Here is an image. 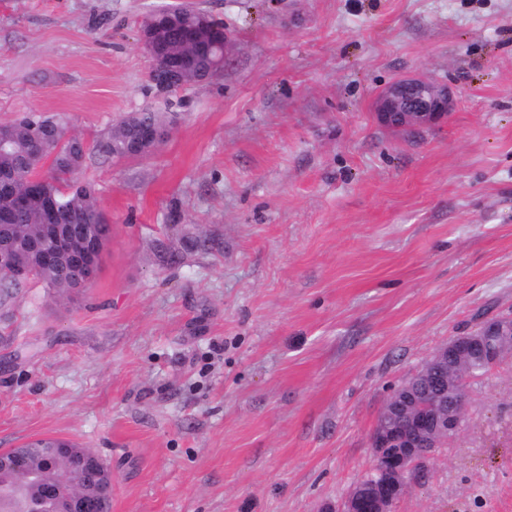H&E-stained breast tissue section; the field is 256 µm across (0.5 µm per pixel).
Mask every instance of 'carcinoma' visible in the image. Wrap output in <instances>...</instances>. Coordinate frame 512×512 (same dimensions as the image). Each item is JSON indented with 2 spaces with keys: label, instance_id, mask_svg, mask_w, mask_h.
<instances>
[{
  "label": "carcinoma",
  "instance_id": "obj_1",
  "mask_svg": "<svg viewBox=\"0 0 512 512\" xmlns=\"http://www.w3.org/2000/svg\"><path fill=\"white\" fill-rule=\"evenodd\" d=\"M182 49L173 43L164 58L176 62L188 70L189 83L197 84L212 79L220 69L212 68V62L224 56L221 43L203 54L192 58L180 56ZM166 123L165 115L157 112L134 113L121 119L96 149L115 158H136L150 152L149 145L138 141L139 128L149 124ZM7 126L14 131L15 145L12 149L0 151V180L11 178L24 159L38 153L46 168L36 172V182L27 186L24 193L35 194L33 205L26 211L16 209L12 197L0 193V241L9 245H20L23 260L31 267L33 281L47 288L57 290L61 296L66 291L57 284L77 275L82 250L66 253L51 264H44L37 254L29 250V244L38 239L44 230V213L51 208L59 216L63 229L82 225L87 232V243L92 246L96 257L109 242L112 228L98 204V188L94 181L78 180L89 146L79 136L66 137V128L61 118L53 113L28 112L10 121ZM23 284L0 274V303L8 304ZM488 363L479 361L468 367L461 363L449 373V381L464 384L488 373ZM27 497L10 485L0 483V512H28Z\"/></svg>",
  "mask_w": 512,
  "mask_h": 512
}]
</instances>
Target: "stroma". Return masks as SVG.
Returning <instances> with one entry per match:
<instances>
[{
  "mask_svg": "<svg viewBox=\"0 0 512 512\" xmlns=\"http://www.w3.org/2000/svg\"><path fill=\"white\" fill-rule=\"evenodd\" d=\"M169 2L0 0V123L57 113L93 144L176 116L148 156L86 160L112 225L92 287L0 307V450H90L110 512H324L391 391L512 314V0H195L229 57L167 92L138 34ZM408 75L448 86L447 120L379 123ZM187 236L216 247L160 261ZM467 413L393 512H512V359Z\"/></svg>",
  "mask_w": 512,
  "mask_h": 512,
  "instance_id": "obj_1",
  "label": "stroma"
}]
</instances>
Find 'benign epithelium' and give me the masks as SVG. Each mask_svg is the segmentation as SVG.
Instances as JSON below:
<instances>
[{
	"label": "benign epithelium",
	"instance_id": "benign-epithelium-1",
	"mask_svg": "<svg viewBox=\"0 0 512 512\" xmlns=\"http://www.w3.org/2000/svg\"><path fill=\"white\" fill-rule=\"evenodd\" d=\"M169 27L157 24L152 30L140 31V44L154 59L152 83L161 90L177 91L187 86V75L160 62L158 56L165 43ZM184 52L194 54L205 45L217 41L208 17L180 35ZM451 96L448 88L430 79L404 78L389 84L379 97L377 118L380 124L393 127H423L439 123L448 117ZM72 237L50 236L35 244L50 255L61 249H72ZM0 272L16 281L26 282L30 271L10 246L0 247ZM484 355L491 362L499 360L500 350L512 344V317L485 318L477 329ZM468 348L466 339H453L437 348L410 384L398 387L388 396L386 406L398 419L391 427L376 424L371 434L374 461L382 464L383 476L378 481L358 484L347 494L336 512H393L394 504L409 488V474L416 462L432 457L442 436L455 434L460 427L462 411L469 399L468 387L450 386L446 370L450 363L462 360ZM71 448L51 446L41 469L24 466L23 457L11 458V479L25 489H38L54 483L53 472L66 466L82 470L74 462ZM112 478L97 479V496L64 490L55 486L46 495L57 499L55 512H98V501L111 494Z\"/></svg>",
	"mask_w": 512,
	"mask_h": 512
}]
</instances>
